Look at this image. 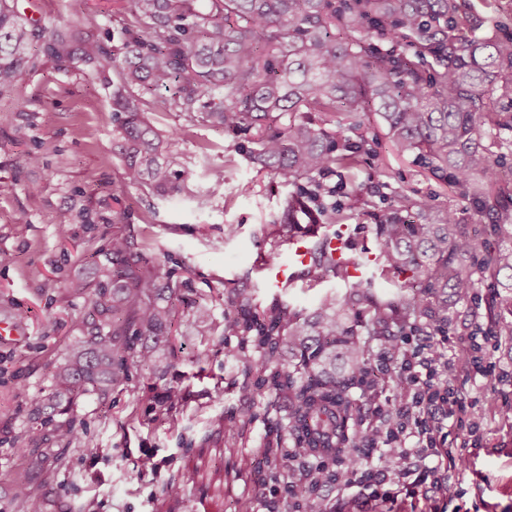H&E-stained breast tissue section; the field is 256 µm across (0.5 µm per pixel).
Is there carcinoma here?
<instances>
[{"label": "carcinoma", "mask_w": 512, "mask_h": 512, "mask_svg": "<svg viewBox=\"0 0 512 512\" xmlns=\"http://www.w3.org/2000/svg\"><path fill=\"white\" fill-rule=\"evenodd\" d=\"M17 0H0V97L13 94L36 66L34 44L58 64L75 58L102 73L115 71L112 112L126 182L158 197L183 191L177 141L161 135L147 113L179 112L188 125L201 121L227 133H253L252 163L287 186L283 211L290 224L344 225L350 215L325 202L331 190L316 177L324 169L357 168L371 149L350 132L359 127L335 120L373 113L398 154L412 156L451 192L470 204L477 227L435 197L393 199L375 217L383 243L382 296L349 276L358 255L339 265L324 259L349 293L325 295L309 319L274 304L259 322H224V335L257 332L266 349L264 366L280 346L293 354L276 368L269 391L288 395V434L295 456L269 460L285 468L309 493L347 471L365 450L370 434L359 429L366 393L378 377L364 356L371 342L388 344L422 318L424 326L448 321L453 292L466 301L486 279L503 274L512 289V243L499 241L512 221V180L498 177L512 155V27L479 38L484 13L496 0H124L113 18L121 47H105L93 30L97 18L47 33L20 16ZM165 90L161 100L152 95ZM300 119L273 127L284 113ZM311 183L299 188L301 180ZM90 277L77 276L68 290L94 296L85 318L86 336L54 374V390L33 401V414L68 413L90 391L104 397L131 360L151 367L160 339L175 317L155 267L131 257L126 237L112 233L97 252ZM361 394H356V391ZM336 463L334 473L321 469ZM14 493L26 512L43 501L26 469L14 471Z\"/></svg>", "instance_id": "1"}]
</instances>
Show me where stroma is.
I'll return each instance as SVG.
<instances>
[{"label":"stroma","mask_w":512,"mask_h":512,"mask_svg":"<svg viewBox=\"0 0 512 512\" xmlns=\"http://www.w3.org/2000/svg\"><path fill=\"white\" fill-rule=\"evenodd\" d=\"M116 7L115 0H18L22 13L51 31L96 16V35L106 44ZM108 80L41 55L28 80L0 99V323L17 328L0 338V512H24L10 486L20 467L33 472L45 512H295L282 476L266 464L294 446L288 401L270 395L271 371L254 336L225 335L224 323L262 318L277 302L307 316L323 296L347 288L326 268L315 279L302 268L288 287H267V265L287 262L288 241L301 229L280 223L288 189L250 163L247 137L197 125L177 146L183 193L159 198L127 184ZM360 132L377 163L365 164L353 182L340 172L325 180L330 202L354 214L347 234L358 255L381 253L373 216L396 194L433 195L465 209L395 153L375 116L362 117ZM219 172L224 187L217 191ZM246 182L252 191L239 194ZM66 212L74 220L63 237ZM116 231L130 240L134 258L159 266L176 290L174 355L161 371L128 363L106 398H80L64 416L75 437L62 462L49 454L57 446L51 437L41 449L18 453V439L36 424L32 399L49 393L54 367L86 334L90 298L67 285ZM496 294L487 280L472 300L449 298L446 340L438 345L445 356L465 343L472 320L488 328L512 322V306L494 307ZM198 305L210 307L209 321H197ZM243 353L249 364L240 362ZM437 381L477 405L483 446L463 449L431 499L399 497L394 512H512V386L450 361ZM172 387L183 400L170 411L161 397ZM192 461L202 476L163 501L168 481Z\"/></svg>","instance_id":"stroma-1"}]
</instances>
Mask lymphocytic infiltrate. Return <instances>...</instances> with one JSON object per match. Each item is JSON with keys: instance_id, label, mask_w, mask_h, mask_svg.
Here are the masks:
<instances>
[{"instance_id": "f902f5d3", "label": "lymphocytic infiltrate", "mask_w": 512, "mask_h": 512, "mask_svg": "<svg viewBox=\"0 0 512 512\" xmlns=\"http://www.w3.org/2000/svg\"><path fill=\"white\" fill-rule=\"evenodd\" d=\"M400 342L404 346L399 365L402 398L384 411L392 419L384 445L400 461L401 469L393 478L364 458L344 480L355 494L381 504L402 494L428 496L440 483L445 461L439 448L448 436L442 431L441 419L455 422L460 429L467 426L466 403L452 388L436 383L442 357L430 337L404 336Z\"/></svg>"}]
</instances>
